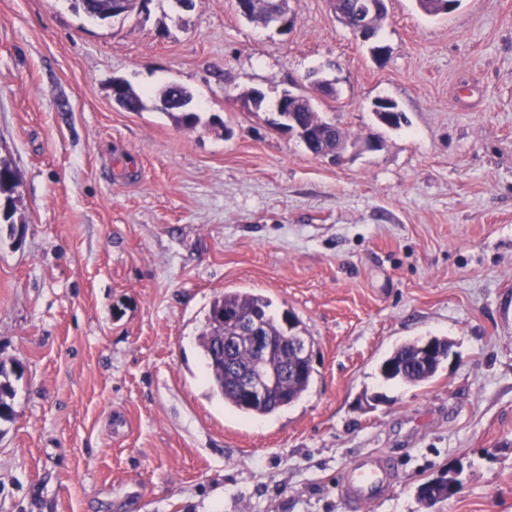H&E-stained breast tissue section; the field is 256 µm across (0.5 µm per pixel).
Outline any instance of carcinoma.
I'll use <instances>...</instances> for the list:
<instances>
[{
    "mask_svg": "<svg viewBox=\"0 0 512 512\" xmlns=\"http://www.w3.org/2000/svg\"><path fill=\"white\" fill-rule=\"evenodd\" d=\"M457 8L460 0H418L420 8L428 15L439 16L442 12L441 2ZM161 100L168 101L174 97L180 100L177 109L181 111L179 121L194 128L201 122V117L196 112L187 111L192 97L182 86L172 84L160 92ZM293 116L296 122L307 130L312 141L317 146L332 142L341 130L336 125L326 121L320 113L305 103L294 105ZM18 186L10 164L0 160V196L6 200L5 208L0 212V225H7L9 234H14L16 224L14 222V209L12 207V195ZM272 303L264 296L248 291L234 290L224 291L216 296L210 304L205 315V321L198 335V347L204 357L207 370V379L212 391L224 399V405L248 416L269 415L282 407L298 401L308 390L312 381V366L302 360L284 361L283 354L288 346V316L277 320L271 313ZM233 314L242 319L257 318L263 324V331L274 344V349L264 359V367L277 373H287V376L273 389L266 392L261 399L247 400L238 390L240 371L251 369L257 359L256 352L249 334L237 330L236 324L226 319V315ZM228 336L234 339L235 350L233 361L236 368H231L224 360L221 345L218 338ZM420 341H409L397 348L388 356V360L398 364L395 373H383L387 381H401L410 385H419L431 381L438 369L439 362L423 366L419 359L421 353ZM460 468H448L435 479L429 480L419 488L420 498L429 499L433 493L442 494L448 488V484H461L459 476Z\"/></svg>",
    "mask_w": 512,
    "mask_h": 512,
    "instance_id": "carcinoma-1",
    "label": "carcinoma"
}]
</instances>
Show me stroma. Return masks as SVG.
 I'll return each mask as SVG.
<instances>
[{
    "label": "stroma",
    "mask_w": 512,
    "mask_h": 512,
    "mask_svg": "<svg viewBox=\"0 0 512 512\" xmlns=\"http://www.w3.org/2000/svg\"><path fill=\"white\" fill-rule=\"evenodd\" d=\"M386 5L379 61L328 0H288L287 33L234 0L108 23L0 0V158L18 178L0 512H351L344 471L369 453L396 480L360 512H512V0ZM117 79L187 88L201 124L121 109ZM295 84L379 147L309 154L273 124ZM382 97L400 128L378 123ZM232 289L311 342L308 391L270 416L225 408L205 377L197 336ZM433 336L452 347L431 382L383 379L395 346ZM452 465L457 493L422 503ZM462 473V469L459 468H448V470L441 473V475L435 479L429 480L422 484L419 488V495L422 500L429 499L434 491L438 494H444L448 488V483H454L458 486L461 485V481L458 478Z\"/></svg>",
    "instance_id": "1"
}]
</instances>
